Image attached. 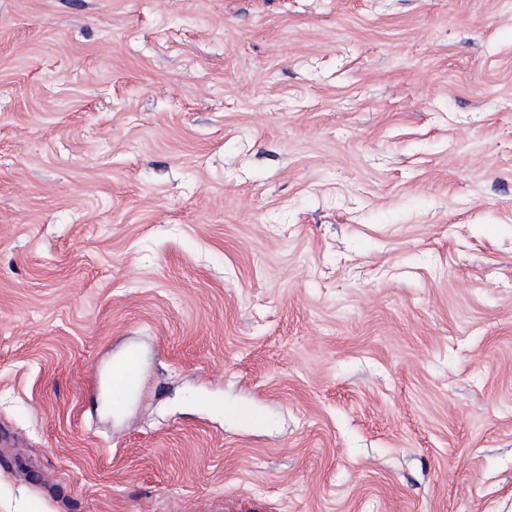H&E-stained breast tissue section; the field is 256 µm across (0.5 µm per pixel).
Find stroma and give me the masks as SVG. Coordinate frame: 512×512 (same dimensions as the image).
Segmentation results:
<instances>
[{
    "label": "stroma",
    "instance_id": "obj_1",
    "mask_svg": "<svg viewBox=\"0 0 512 512\" xmlns=\"http://www.w3.org/2000/svg\"><path fill=\"white\" fill-rule=\"evenodd\" d=\"M0 512H512V0H0Z\"/></svg>",
    "mask_w": 512,
    "mask_h": 512
}]
</instances>
